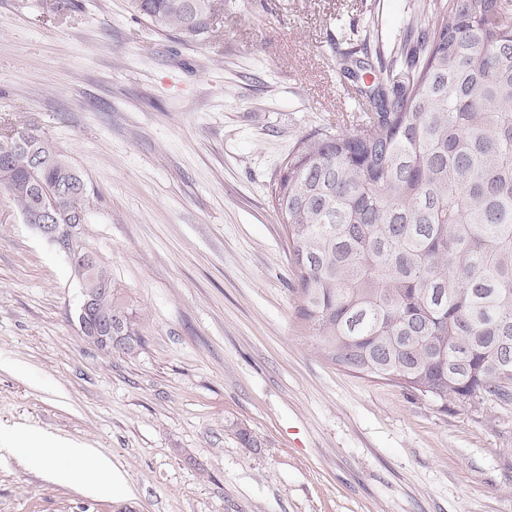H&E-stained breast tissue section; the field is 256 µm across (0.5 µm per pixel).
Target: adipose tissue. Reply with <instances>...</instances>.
Returning <instances> with one entry per match:
<instances>
[{"label":"adipose tissue","mask_w":512,"mask_h":512,"mask_svg":"<svg viewBox=\"0 0 512 512\" xmlns=\"http://www.w3.org/2000/svg\"><path fill=\"white\" fill-rule=\"evenodd\" d=\"M18 446L26 448L28 462L36 467L48 470L61 483H70L74 477H81L88 487H99L112 490L125 489L123 477L113 471L110 463L97 457L87 448L61 446L54 454H43L40 439L32 433H24L16 438Z\"/></svg>","instance_id":"ef3b65f1"}]
</instances>
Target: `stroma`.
<instances>
[{
    "label": "stroma",
    "mask_w": 512,
    "mask_h": 512,
    "mask_svg": "<svg viewBox=\"0 0 512 512\" xmlns=\"http://www.w3.org/2000/svg\"><path fill=\"white\" fill-rule=\"evenodd\" d=\"M412 5L220 0L185 43L129 0H0V133L38 128L82 172L83 238L144 339L83 340L68 257L1 195L0 433L94 449L128 489L1 444L0 512H512V411L330 363L270 197L298 139L361 124L342 55L429 24Z\"/></svg>",
    "instance_id": "stroma-1"
}]
</instances>
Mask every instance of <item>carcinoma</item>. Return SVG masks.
<instances>
[{
  "instance_id": "cac0c4a2",
  "label": "carcinoma",
  "mask_w": 512,
  "mask_h": 512,
  "mask_svg": "<svg viewBox=\"0 0 512 512\" xmlns=\"http://www.w3.org/2000/svg\"><path fill=\"white\" fill-rule=\"evenodd\" d=\"M156 29L196 41L215 0H131ZM432 23L397 40L389 62L344 56L366 120L325 126L282 162L271 197L299 288V316L333 364L448 400L512 407V0H425ZM83 175L34 128L0 134V193L26 213L31 179ZM81 290L107 284L96 311L136 315L97 261L71 264Z\"/></svg>"
}]
</instances>
